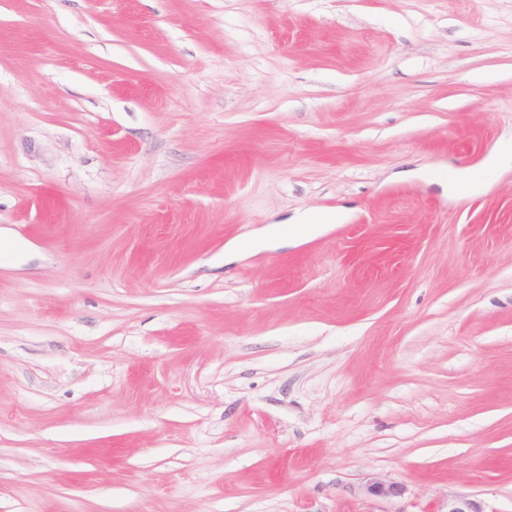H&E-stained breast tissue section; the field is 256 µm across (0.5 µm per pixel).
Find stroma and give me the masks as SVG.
<instances>
[{"label": "stroma", "instance_id": "1", "mask_svg": "<svg viewBox=\"0 0 512 512\" xmlns=\"http://www.w3.org/2000/svg\"><path fill=\"white\" fill-rule=\"evenodd\" d=\"M511 136L512 0H0V512H512ZM362 492L369 497L394 499L404 495L405 489L396 482L379 477H369L362 486Z\"/></svg>", "mask_w": 512, "mask_h": 512}]
</instances>
